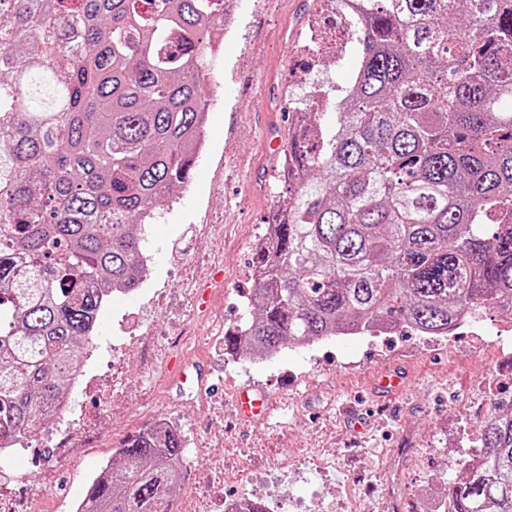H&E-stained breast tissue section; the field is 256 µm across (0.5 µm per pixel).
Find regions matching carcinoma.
<instances>
[{
    "mask_svg": "<svg viewBox=\"0 0 512 512\" xmlns=\"http://www.w3.org/2000/svg\"><path fill=\"white\" fill-rule=\"evenodd\" d=\"M359 72L288 128L273 238L225 349L273 356L381 326L446 336L512 312V0H359ZM224 0H0V441L45 425L106 293L191 178ZM446 512H512V413L494 412ZM183 440L129 437L80 512H173Z\"/></svg>",
    "mask_w": 512,
    "mask_h": 512,
    "instance_id": "1",
    "label": "carcinoma"
}]
</instances>
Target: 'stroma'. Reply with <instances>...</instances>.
Instances as JSON below:
<instances>
[{
    "label": "stroma",
    "instance_id": "1",
    "mask_svg": "<svg viewBox=\"0 0 512 512\" xmlns=\"http://www.w3.org/2000/svg\"><path fill=\"white\" fill-rule=\"evenodd\" d=\"M232 7L235 34L209 63L205 149L172 209L144 228L151 275L102 309L83 357L94 375L71 390L73 415L0 461V512H73L115 449L162 420L185 440L177 512H224L229 499L268 512H443L485 420L474 404H512V331L339 336L263 362L225 354L254 286L247 258L282 189L262 139L297 118L312 28L347 34L327 0ZM182 355L211 369L207 396L172 386L168 362ZM388 372L403 374V392L379 391ZM247 386L272 397L267 420L238 418Z\"/></svg>",
    "mask_w": 512,
    "mask_h": 512
}]
</instances>
